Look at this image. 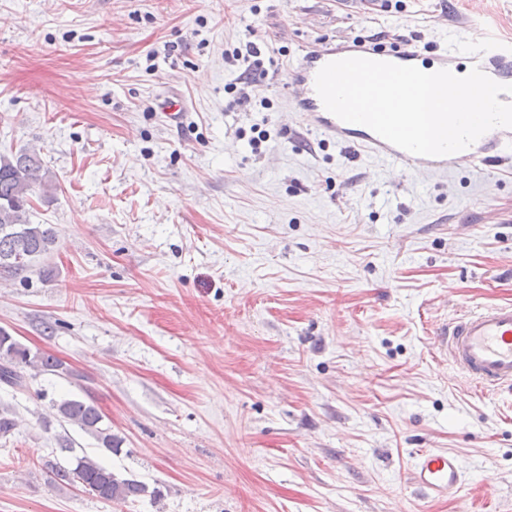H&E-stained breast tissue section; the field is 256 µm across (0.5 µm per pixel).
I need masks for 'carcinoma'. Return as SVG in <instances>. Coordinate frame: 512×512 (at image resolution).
<instances>
[{
	"instance_id": "cac0c4a2",
	"label": "carcinoma",
	"mask_w": 512,
	"mask_h": 512,
	"mask_svg": "<svg viewBox=\"0 0 512 512\" xmlns=\"http://www.w3.org/2000/svg\"><path fill=\"white\" fill-rule=\"evenodd\" d=\"M49 197L55 190L50 171L37 153L20 150L0 155V270L17 272L50 252L56 233L48 224H31L27 220L35 189ZM34 374L68 373L54 355L31 352L10 334L0 330V384L23 386L25 371ZM56 417L93 435L99 447L117 453L120 440L109 427H102L103 415L93 399L63 398L53 402ZM56 477L66 484H77L84 492L106 503H128L145 495L148 487L137 480L120 478L94 458L75 457V465L66 467L49 462Z\"/></svg>"
}]
</instances>
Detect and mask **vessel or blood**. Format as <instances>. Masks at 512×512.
Wrapping results in <instances>:
<instances>
[{"mask_svg": "<svg viewBox=\"0 0 512 512\" xmlns=\"http://www.w3.org/2000/svg\"><path fill=\"white\" fill-rule=\"evenodd\" d=\"M364 57L398 65H413L425 72L447 69L463 72L480 68L494 81L512 85V48L485 38L471 41L463 55L441 52L426 55L411 44L386 49L376 43L351 39L328 44L298 59L288 77L290 101L296 111L306 113L311 130L337 143L361 148L389 166L411 174L452 172L458 164L488 167L512 159V128L498 127L482 135L469 148L446 156H418L376 135L370 128L340 120L327 111L315 90L318 71L328 62ZM448 360L478 390L512 386V303L497 304L469 312L436 331ZM411 481L426 498L443 500L457 494L463 484L459 458L442 448H424L415 456Z\"/></svg>", "mask_w": 512, "mask_h": 512, "instance_id": "1", "label": "vessel or blood"}]
</instances>
